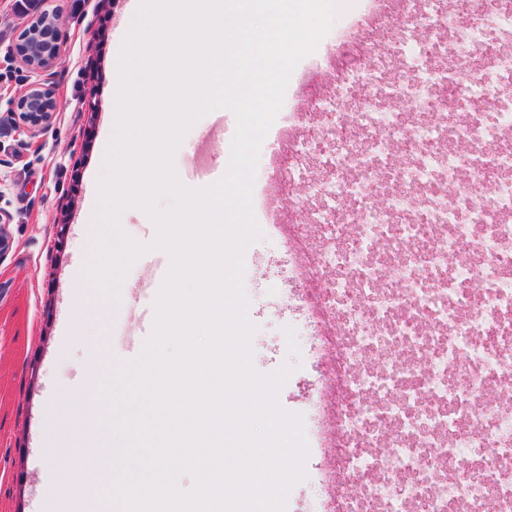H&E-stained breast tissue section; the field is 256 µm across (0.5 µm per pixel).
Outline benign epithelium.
I'll return each mask as SVG.
<instances>
[{"instance_id":"1","label":"benign epithelium","mask_w":512,"mask_h":512,"mask_svg":"<svg viewBox=\"0 0 512 512\" xmlns=\"http://www.w3.org/2000/svg\"><path fill=\"white\" fill-rule=\"evenodd\" d=\"M63 42L59 15H53L51 22L42 25L35 17L27 23L10 58L20 61L30 71H46L59 57ZM58 108L59 103L51 88L43 83H35L28 86L18 98L16 110L8 113L7 122L13 124L19 118L28 123L31 129L43 130L53 122Z\"/></svg>"}]
</instances>
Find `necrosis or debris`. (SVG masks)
Here are the masks:
<instances>
[{
	"label": "necrosis or debris",
	"mask_w": 512,
	"mask_h": 512,
	"mask_svg": "<svg viewBox=\"0 0 512 512\" xmlns=\"http://www.w3.org/2000/svg\"><path fill=\"white\" fill-rule=\"evenodd\" d=\"M377 2L252 195L311 376L286 512H512V0Z\"/></svg>",
	"instance_id": "necrosis-or-debris-1"
}]
</instances>
